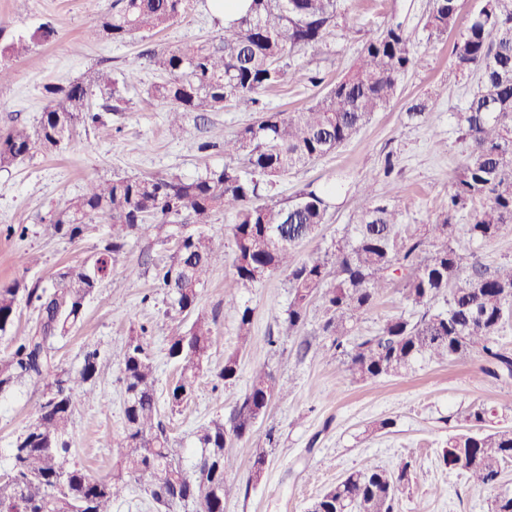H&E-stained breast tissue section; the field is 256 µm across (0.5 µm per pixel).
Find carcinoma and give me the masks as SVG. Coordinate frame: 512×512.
<instances>
[{"mask_svg":"<svg viewBox=\"0 0 512 512\" xmlns=\"http://www.w3.org/2000/svg\"><path fill=\"white\" fill-rule=\"evenodd\" d=\"M190 0H114L112 12L89 29L96 38L124 42L146 31H161L186 13ZM454 43L453 67L477 72L480 81L458 122L470 152L458 170L444 211L432 224L401 222L398 206L377 198L373 181L364 184L354 223L334 240L323 258L297 261L298 245L316 236L325 223L329 197L336 187L300 192L288 203L274 200L278 180L350 141L373 116L397 96L402 76L417 60L414 40L401 25H390L367 39L349 70L313 104L298 112H271L263 95L282 84L280 60L289 49L318 43L333 24L339 0H249L244 15L224 26L212 41L150 54L167 79L150 96L167 104L171 135L182 132L187 112H215L234 103L262 113L258 123L224 141L228 162L186 181L178 176L117 177L92 181L70 199L55 219L56 232L73 240L96 218L109 224V235L96 256L59 268L51 284L14 281L0 286V340L10 353L0 359V393L25 382L43 384L34 419L16 437L11 463L0 475V512H112L133 482L164 512H224L232 491L227 473L235 460L227 448L250 433L269 402L287 389L274 375L253 374L242 403L230 417H215L195 433L194 454L187 458L171 443L159 417L156 365L139 336L112 352L124 383V426L109 447L112 476L97 478L73 460L69 426L77 405L95 396L101 371L99 351H85L75 370L58 367L52 354L81 321L86 302L112 274L128 238L151 233L182 240L169 263L155 269V280L170 288L171 310L195 311L209 271L224 263L205 226L217 212H235L234 281L247 291L266 276L288 272L290 301L280 323L293 335L304 324L312 298H324L323 332L335 352L347 357L352 378L374 384L401 377L413 364L430 358L464 362L478 352L484 372L512 378V356L496 335L512 313V264L492 272L478 264L460 280L463 256L452 245L453 220L470 209L466 233L481 242L512 224V0H487ZM458 0H431L425 27L442 36L456 29ZM55 35L50 23L36 33L19 35L1 47L0 58L27 54L35 39ZM50 106L29 131L17 127L0 136V167L24 160L37 150H57L61 136L79 123L105 126L88 100L98 92L115 101L120 89L100 69L94 84L57 83L45 87ZM189 223L173 229L179 218ZM402 286L403 298L418 314L387 320L372 336H349L360 315L374 304L390 281ZM24 294L37 310L35 326L12 333L17 298ZM252 309L239 316L242 346L250 343ZM214 320L197 314L184 331L170 336L167 354L180 362L178 379L168 393L178 408L192 396L197 380L209 370ZM238 355L224 356L215 373L231 383L238 377ZM476 431L448 437L442 463L462 468L478 486L495 484L502 465L512 461V430L486 427V411L466 415ZM411 464L391 470L372 466L347 473L316 498L309 512H394L409 489Z\"/></svg>","mask_w":512,"mask_h":512,"instance_id":"1","label":"carcinoma"}]
</instances>
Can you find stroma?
Instances as JSON below:
<instances>
[{"mask_svg": "<svg viewBox=\"0 0 512 512\" xmlns=\"http://www.w3.org/2000/svg\"><path fill=\"white\" fill-rule=\"evenodd\" d=\"M430 0H345L343 10L322 42L287 55L282 66L285 82L268 91L270 111L294 112L309 106L336 81L358 55L363 42L392 24L416 33L420 64L400 82L397 98L376 112L345 146L313 163L293 170L277 184L276 198L286 202L307 186H337L327 219L318 236L297 249L299 258L323 255L346 224L352 223L357 195L367 180L377 194L396 199L408 224L435 222L448 186L467 151L456 123L477 86L474 74L452 66L451 50L457 32L437 38L424 24ZM112 9V0H0V44L30 33L44 23L57 31L48 42L35 44L24 58L10 60L11 76L0 83V133L12 127L36 126L49 100L48 83L86 81L101 68L122 79L136 70L138 80L124 93L122 109L105 111L106 99L94 95L92 109L100 111L111 128L102 137L91 126L77 125L73 142L54 152L40 151L16 164L0 168V285L15 281L48 285L63 265L92 257L108 232L105 220L86 225L83 234L68 239L53 229L56 214L95 179L118 176L177 175L191 180L209 168L223 167L224 141L255 124L258 113L234 104L197 119L187 113L183 137L171 138L164 105L148 91L163 74L150 64L153 51L172 50L187 41L221 35L223 23L208 8V0H191L187 12L165 30L126 42L91 39L90 24ZM322 77L312 85L309 75ZM427 99L423 121L408 120L411 101ZM394 156L391 177H382L386 156ZM467 212L455 218L460 229L454 245L487 270L512 262V224L499 236L473 243L462 226ZM232 213L218 214L208 230L224 252V263L211 273L200 290L197 308L214 317L210 371L199 378L187 403L163 409L162 421L176 447L194 444L197 429L210 419L227 417L241 403L253 371L263 367L286 384V398L274 399L250 435L233 443L235 467L228 478L238 494L224 502V512H308L311 503L349 472L370 466L390 467L411 461V484L396 512H490L495 493L512 490V462L505 465L496 485L476 487L460 469L439 461L449 435L467 430L470 409L490 410V427L512 429V378L494 379L482 370L480 355L456 363L417 361L406 377L356 382L342 362L329 358L331 339L322 331L324 308L314 299L307 319L294 336L279 333L288 307V277L277 273L257 283L251 293L236 295ZM38 263L26 267L21 255ZM170 243L153 236L133 237L105 279L87 302L79 326L54 345V358L66 369L76 368L86 347L101 355L144 334L157 366L158 401H165L179 369L166 354L170 334L189 325L190 316L169 320L168 298L153 277V265L168 261ZM150 256L151 267L130 278L126 267ZM253 310L251 340L241 346L238 309ZM397 284L382 288L372 306L357 321L354 335L375 334L389 318L406 312ZM240 356L239 376L218 384L213 368L230 353ZM98 399L79 405L74 413L70 443L75 461L96 476L112 474L107 447L124 422V386L116 369L107 368L97 383ZM37 391L22 384L0 394V473L9 468V450L33 418ZM391 419L390 429L368 434L374 422ZM265 449L267 463L260 480L252 478L256 449Z\"/></svg>", "mask_w": 512, "mask_h": 512, "instance_id": "obj_1", "label": "stroma"}]
</instances>
